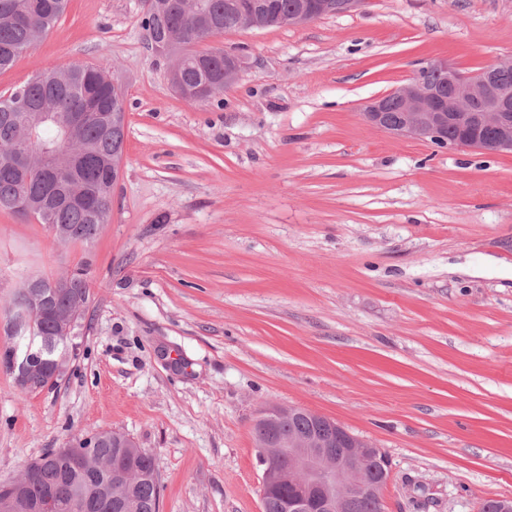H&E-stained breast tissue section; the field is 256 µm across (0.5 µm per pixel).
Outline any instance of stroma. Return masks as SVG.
<instances>
[{
	"label": "stroma",
	"instance_id": "obj_1",
	"mask_svg": "<svg viewBox=\"0 0 512 512\" xmlns=\"http://www.w3.org/2000/svg\"><path fill=\"white\" fill-rule=\"evenodd\" d=\"M141 0H69L0 94L72 63L126 87L107 224L62 244L0 210V345L33 276L83 264L78 349L55 385L0 367V481L51 448L130 434L160 512H262L253 428L269 405L382 448L383 512L512 499V153L444 150L360 109L445 59L512 56V0H367L302 27L239 29L204 104L172 91Z\"/></svg>",
	"mask_w": 512,
	"mask_h": 512
}]
</instances>
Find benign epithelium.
<instances>
[{"mask_svg": "<svg viewBox=\"0 0 512 512\" xmlns=\"http://www.w3.org/2000/svg\"><path fill=\"white\" fill-rule=\"evenodd\" d=\"M364 0H299L280 17L284 26H303L332 13H346L363 6ZM183 12L198 25L206 26L209 17L200 0H182ZM267 10L264 0H241L238 4V27L263 28L262 16ZM179 38L171 34L153 50L174 58L168 72L171 89L187 102L207 99L216 93L218 84L208 80L199 85L185 83L181 78L182 57L174 55ZM224 87L237 82L243 69V58L236 52L224 51ZM512 68V56H505L477 72H465L446 59L430 61L416 70L404 83L386 94L375 97L362 107V117L372 127L393 136L430 143L442 149L512 152V88L497 83L495 76L502 69ZM435 69L445 79L442 86L428 83L421 71ZM399 105L397 120L389 119V102ZM51 123L67 139L71 116L57 112L53 105L43 103L26 113V121L14 134L13 165L19 174L33 166L73 163L63 151L52 154L34 147L35 131ZM458 136L448 137V126ZM72 276L67 274L51 283L42 277L29 278L20 289V298L12 308L11 328L17 343L8 358L16 388L22 392L35 390L37 378L45 371L60 376L66 369L69 354L63 350L49 358L43 350H53L57 339L71 338L86 305V294L70 289ZM67 294L70 305L60 311L58 295ZM41 312H50L55 319L54 335L42 337V347L35 348L33 320ZM298 412L295 406H270L260 420L277 422ZM313 425L299 435L270 434L256 444L263 466L261 497L286 485L288 496L282 512H348L363 498L379 499L389 476V459L372 442L361 438L337 422L310 413ZM328 426L336 430L343 443L333 450L332 439L322 434ZM66 457L70 468L94 469L116 488L112 496L119 506L124 498L119 491L138 483L143 473L136 468L112 464V459L98 456L85 438L77 446L56 449ZM53 512V502L44 498L28 502L20 497V485L12 483L0 488V512Z\"/></svg>", "mask_w": 512, "mask_h": 512, "instance_id": "7a95c632", "label": "benign epithelium"}]
</instances>
